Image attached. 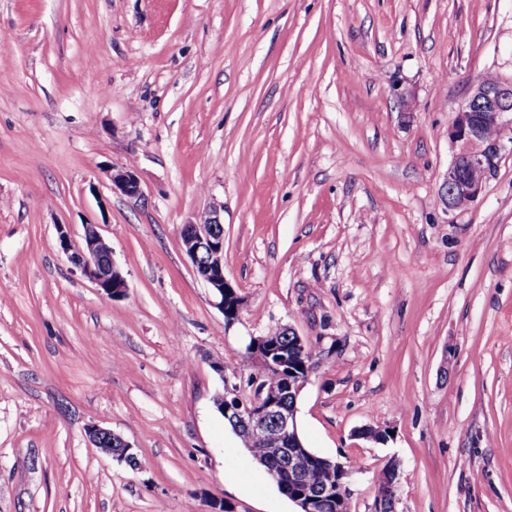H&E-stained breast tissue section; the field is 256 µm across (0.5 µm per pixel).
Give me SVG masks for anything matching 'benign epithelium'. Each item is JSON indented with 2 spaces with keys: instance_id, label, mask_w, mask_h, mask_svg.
Listing matches in <instances>:
<instances>
[{
  "instance_id": "obj_1",
  "label": "benign epithelium",
  "mask_w": 512,
  "mask_h": 512,
  "mask_svg": "<svg viewBox=\"0 0 512 512\" xmlns=\"http://www.w3.org/2000/svg\"><path fill=\"white\" fill-rule=\"evenodd\" d=\"M512 100V79L500 78L490 82L484 78L473 84L466 102L455 112L448 125V144L452 157L448 165L446 194L448 211L454 212L468 207L484 191L489 181L499 170L506 151L512 152V112L504 109V103ZM112 188L122 194L138 199L143 196L136 172L128 167L112 169ZM222 206L213 205L201 213L196 221L183 226L182 247L191 261L197 276L211 291L213 304L224 315L225 327L233 326L239 318L241 304L237 302L235 286L224 274V225L221 220ZM58 244L70 262L81 274L112 299L126 296L128 284L117 267L112 248L109 247L96 226H86L83 243L76 245L58 225ZM252 353L264 354L268 366L280 368L287 363V355H279L271 347L268 337L257 336L250 340ZM214 371L223 381L224 391L220 393L223 405L220 411L233 414L238 432L245 436L248 445L264 444L272 435L277 436L282 448H270L268 452L288 461V471L296 480L302 479L307 461L313 454L299 443L297 428V406L285 409L280 396H275L252 382L250 389L230 381L224 375V365L216 363ZM312 369L298 373L288 370V388L285 393L298 400L308 383ZM86 434L92 447L115 458L119 462L133 464L136 455L132 446L111 430L91 425ZM329 476L335 479L334 493L324 498L318 492L301 491L291 498L297 512H349V483L353 471L342 462L322 459ZM379 484L385 494L375 500L374 512H396L398 472L384 468Z\"/></svg>"
}]
</instances>
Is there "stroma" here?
Here are the masks:
<instances>
[{"label":"stroma","mask_w":512,"mask_h":512,"mask_svg":"<svg viewBox=\"0 0 512 512\" xmlns=\"http://www.w3.org/2000/svg\"><path fill=\"white\" fill-rule=\"evenodd\" d=\"M488 75L512 79V0H0V512H296L213 403L284 326L350 512L393 458L397 512H512V156L465 209L442 192ZM216 204L230 328L181 243ZM61 224L96 225L124 298ZM112 189L120 191L130 198H141L143 192L136 172L128 167L113 168ZM57 229L59 248L81 274L113 300L124 298L128 291L126 278L113 259L112 248L96 226L87 225L81 245L72 242L64 225H58ZM86 434L92 447L99 449L102 453L115 458L119 462L135 465L133 461L136 455L132 453L133 448L121 436L99 425H90ZM117 443L119 444L118 448H125L121 455H119V452H113L112 446H116Z\"/></svg>","instance_id":"stroma-1"}]
</instances>
